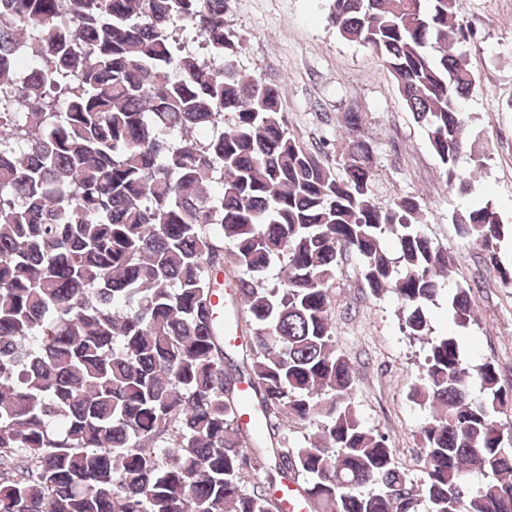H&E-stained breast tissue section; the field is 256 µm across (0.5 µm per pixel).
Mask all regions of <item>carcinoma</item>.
Listing matches in <instances>:
<instances>
[{
    "label": "carcinoma",
    "mask_w": 512,
    "mask_h": 512,
    "mask_svg": "<svg viewBox=\"0 0 512 512\" xmlns=\"http://www.w3.org/2000/svg\"><path fill=\"white\" fill-rule=\"evenodd\" d=\"M227 3L0 0V512H279L288 481L309 512H512L498 421L512 386L491 361L469 368L458 337L428 334L453 263L421 198L375 202L365 140L334 172L290 135L277 87L236 67ZM462 11L328 0L330 26L374 52L467 193L458 160L482 159L463 135L476 76ZM187 28L207 58L177 40ZM451 221L511 284L512 224L488 203ZM345 256L428 344L411 391L432 408L418 480L353 401L331 317ZM218 273L237 344L211 321ZM472 291L448 293L460 326ZM290 421L311 429L305 446L288 447Z\"/></svg>",
    "instance_id": "carcinoma-1"
}]
</instances>
